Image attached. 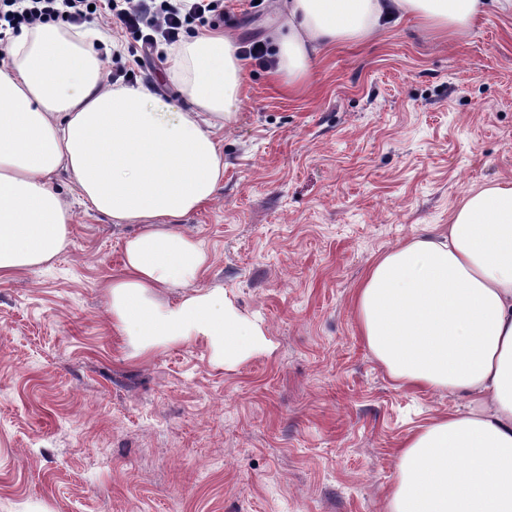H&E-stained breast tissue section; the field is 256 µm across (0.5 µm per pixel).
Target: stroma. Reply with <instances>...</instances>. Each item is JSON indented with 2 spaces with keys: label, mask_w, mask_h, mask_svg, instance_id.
<instances>
[{
  "label": "stroma",
  "mask_w": 512,
  "mask_h": 512,
  "mask_svg": "<svg viewBox=\"0 0 512 512\" xmlns=\"http://www.w3.org/2000/svg\"><path fill=\"white\" fill-rule=\"evenodd\" d=\"M189 34L269 42L277 0H224ZM224 180L184 219L201 284L259 315L270 352L217 365L189 341L134 358L105 286L133 224L56 184L73 213L48 265L0 281V512H386L396 450L456 398L395 388L352 298L374 259L447 231L512 180V14L436 37L405 17L322 52L288 87L244 63Z\"/></svg>",
  "instance_id": "35a3bbf8"
}]
</instances>
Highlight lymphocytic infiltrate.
Wrapping results in <instances>:
<instances>
[{"mask_svg":"<svg viewBox=\"0 0 512 512\" xmlns=\"http://www.w3.org/2000/svg\"><path fill=\"white\" fill-rule=\"evenodd\" d=\"M222 9V0H0V41H6L8 33L38 22L79 26L92 13H104L139 44L135 67L111 75L112 80L131 84L138 68L152 59L159 42H177L194 21Z\"/></svg>","mask_w":512,"mask_h":512,"instance_id":"1","label":"lymphocytic infiltrate"}]
</instances>
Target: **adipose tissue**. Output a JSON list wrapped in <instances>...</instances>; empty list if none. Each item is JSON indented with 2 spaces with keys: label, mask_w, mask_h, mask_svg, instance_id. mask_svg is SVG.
Here are the masks:
<instances>
[{
  "label": "adipose tissue",
  "mask_w": 512,
  "mask_h": 512,
  "mask_svg": "<svg viewBox=\"0 0 512 512\" xmlns=\"http://www.w3.org/2000/svg\"><path fill=\"white\" fill-rule=\"evenodd\" d=\"M272 35L278 70L305 79L315 55L379 38L414 16L454 37L512 0H287ZM93 25L39 23L0 61V280L51 262L72 211L57 191L70 175L80 202L137 225L107 283L112 322L134 356L190 340L232 367L270 350L262 322L223 289L200 286L210 256L182 220L224 177L220 131L234 118L244 73L234 40L202 34L170 48L180 101L152 87L105 85ZM191 111H183L182 102ZM361 336L398 386L461 404L412 431L396 451L388 512H512V181L471 191L444 235L416 236L379 256L355 290Z\"/></svg>",
  "instance_id": "1"
}]
</instances>
